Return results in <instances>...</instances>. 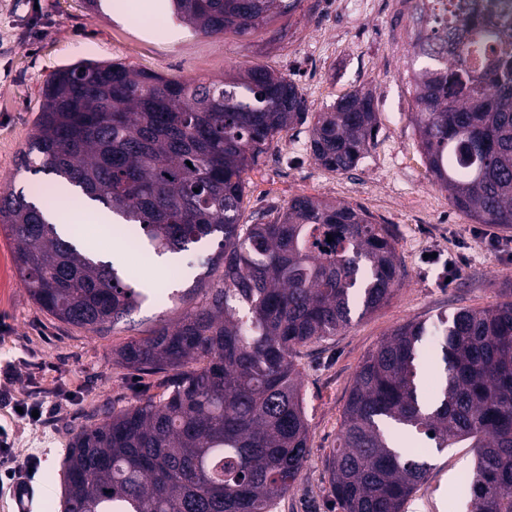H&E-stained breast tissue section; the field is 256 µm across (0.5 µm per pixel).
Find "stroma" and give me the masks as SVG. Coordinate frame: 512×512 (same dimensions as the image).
<instances>
[{
	"mask_svg": "<svg viewBox=\"0 0 512 512\" xmlns=\"http://www.w3.org/2000/svg\"><path fill=\"white\" fill-rule=\"evenodd\" d=\"M339 2L297 0L286 16L244 36H206L180 23L171 39L145 26L138 0H129L125 17L107 4L90 13L84 0H0V193L45 181V174L20 169L19 152L34 132L46 80L83 60L121 61L175 80L222 78L263 65L293 80L314 112L327 111L354 88L372 91L379 130L352 170L336 173L315 162L306 123L275 138L246 174L241 223H257L263 212L299 195L359 207L389 228L405 270L387 304L354 317L345 332L301 348L296 361L311 452L276 512H336L325 460L336 446L354 374L384 336L411 320L430 327L444 313L495 306L504 299V284L512 283V250L485 248L490 235L512 241V230L475 223L455 210L427 170L404 76L413 27L406 0H354L351 9ZM14 251V240L0 229V371L13 370L9 398L0 401V432L7 433L16 456L37 461L34 512H60L63 460L73 433L97 423L102 410L156 399L166 389L167 373L124 368L114 350L175 322L186 305L198 302L205 261L218 248L212 241L182 252L176 278L124 253L122 267L147 284L148 298L103 334L65 325L39 309L23 286ZM460 253L468 261L446 283L443 264ZM174 288L185 293V304L169 301ZM20 403L40 404L47 415L29 422L16 411ZM423 458L430 466L427 480L404 512H467L463 481L473 450L427 445Z\"/></svg>",
	"mask_w": 512,
	"mask_h": 512,
	"instance_id": "1",
	"label": "stroma"
}]
</instances>
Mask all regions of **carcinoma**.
<instances>
[{
	"mask_svg": "<svg viewBox=\"0 0 512 512\" xmlns=\"http://www.w3.org/2000/svg\"><path fill=\"white\" fill-rule=\"evenodd\" d=\"M194 30L245 35L296 0H170ZM412 122L434 182L478 224L512 229V25L484 0H427L414 17ZM298 86L266 68L185 81L123 62L55 71L21 166L52 174L156 255L218 239L201 303L116 351L138 371L173 372L159 399L81 428L64 459L61 512H273L310 455L297 349L344 332L352 307L385 305L401 284L392 235L362 208L296 196L241 224L245 174L308 115ZM378 131L371 92L314 115L309 149L355 168ZM53 185L0 195L21 280L40 309L100 333L146 299L129 274L82 253L45 215ZM333 244L321 248L327 235ZM492 308L440 316L444 373L425 396V325L396 327L355 372L327 459L340 512H403L429 465L399 439L467 443L469 512H512V285Z\"/></svg>",
	"mask_w": 512,
	"mask_h": 512,
	"instance_id": "cac0c4a2",
	"label": "carcinoma"
}]
</instances>
